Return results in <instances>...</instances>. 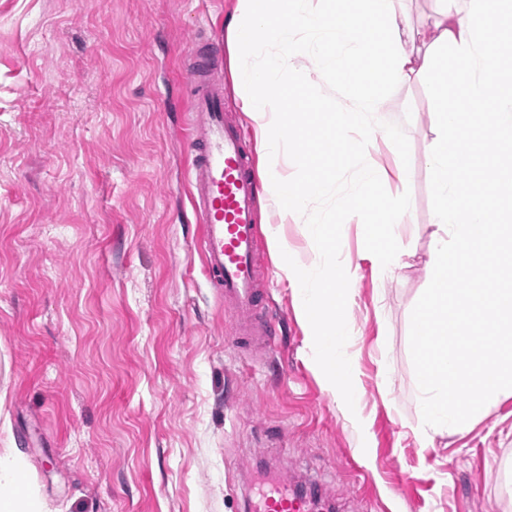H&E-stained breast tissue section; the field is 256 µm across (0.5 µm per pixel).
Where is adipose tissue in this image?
I'll return each mask as SVG.
<instances>
[{
	"mask_svg": "<svg viewBox=\"0 0 512 512\" xmlns=\"http://www.w3.org/2000/svg\"><path fill=\"white\" fill-rule=\"evenodd\" d=\"M395 0H345L340 9L308 11L299 0H237L229 26L241 61L237 81L255 127L262 187L281 223L308 219L319 242L334 246L336 225L309 213L336 184L329 156L286 151L290 116L279 109L285 89L301 81L302 61L317 52L336 77L343 104L318 113L316 125L336 141L352 171L347 207L368 229L377 272L389 277L406 249L397 234L412 207L404 158L392 170L366 151L376 139L399 144L384 121L386 92L412 78L428 79L434 99L428 149L435 198L426 289L411 314L413 335H429L417 383L428 437L467 429L488 406L512 396V160L477 161V140L512 147V12L505 0H437L427 29L416 27ZM302 174L293 181L289 166ZM396 180L392 196L380 193ZM281 275L293 285L312 325L309 342L329 364L326 386L351 402L352 369L336 354L346 332L358 268L335 260L311 277L299 269L279 233H271ZM14 449H0V512H42L7 468Z\"/></svg>",
	"mask_w": 512,
	"mask_h": 512,
	"instance_id": "obj_1",
	"label": "adipose tissue"
}]
</instances>
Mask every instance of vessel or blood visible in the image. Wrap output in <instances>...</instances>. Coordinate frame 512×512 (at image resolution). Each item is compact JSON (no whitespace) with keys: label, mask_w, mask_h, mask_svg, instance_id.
<instances>
[{"label":"vessel or blood","mask_w":512,"mask_h":512,"mask_svg":"<svg viewBox=\"0 0 512 512\" xmlns=\"http://www.w3.org/2000/svg\"><path fill=\"white\" fill-rule=\"evenodd\" d=\"M219 42L197 36L191 43L186 77L191 104L185 131L191 146L190 201L201 226L203 266L225 304L248 336L273 340L277 322L259 284L258 183L240 124L224 109V81L213 74ZM324 491L300 494L288 480L249 502V512H317Z\"/></svg>","instance_id":"vessel-or-blood-1"}]
</instances>
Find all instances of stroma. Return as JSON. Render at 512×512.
Returning a JSON list of instances; mask_svg holds the SVG:
<instances>
[{
	"label": "stroma",
	"mask_w": 512,
	"mask_h": 512,
	"mask_svg": "<svg viewBox=\"0 0 512 512\" xmlns=\"http://www.w3.org/2000/svg\"><path fill=\"white\" fill-rule=\"evenodd\" d=\"M236 0H0V448L44 512H246L252 471L316 482L334 512H512V396L470 428L424 438L409 318L425 288L434 201L426 80L387 120L413 170L408 250L380 278L337 190L319 211L358 265L336 348L357 396L328 391L268 231L295 262L326 256L301 223L258 206L280 320L269 350L233 347L189 204L182 135L194 34L229 39ZM297 127L334 109L307 60Z\"/></svg>",
	"instance_id": "obj_1"
}]
</instances>
